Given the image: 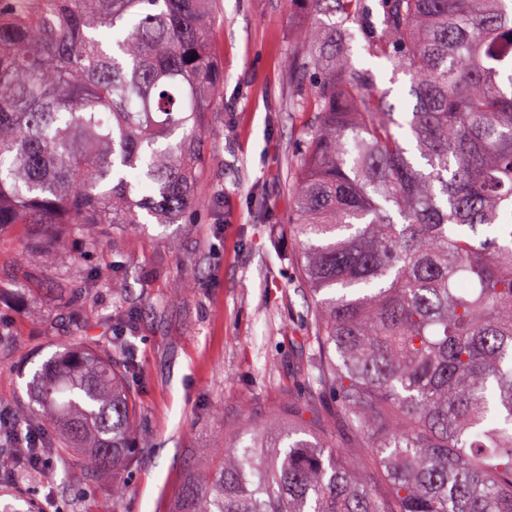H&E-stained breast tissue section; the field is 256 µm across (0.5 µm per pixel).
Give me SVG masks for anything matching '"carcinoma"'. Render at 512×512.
Listing matches in <instances>:
<instances>
[{
  "label": "carcinoma",
  "instance_id": "obj_1",
  "mask_svg": "<svg viewBox=\"0 0 512 512\" xmlns=\"http://www.w3.org/2000/svg\"><path fill=\"white\" fill-rule=\"evenodd\" d=\"M304 9L292 106L310 112L290 223L314 305L317 374L334 432L272 422L224 448L173 512H512V0H282ZM217 0H22L0 19V228L94 244L120 224H177L196 193L205 115L224 70ZM364 49L409 80L408 118L352 65ZM115 287L114 267L83 280ZM74 292L68 274L56 298ZM106 341L65 344L29 384V427L0 418L15 465L46 456L128 463L136 368Z\"/></svg>",
  "mask_w": 512,
  "mask_h": 512
}]
</instances>
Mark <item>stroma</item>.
Wrapping results in <instances>:
<instances>
[{
	"label": "stroma",
	"mask_w": 512,
	"mask_h": 512,
	"mask_svg": "<svg viewBox=\"0 0 512 512\" xmlns=\"http://www.w3.org/2000/svg\"><path fill=\"white\" fill-rule=\"evenodd\" d=\"M302 26L280 0H223L213 29L224 91L208 114L205 172L196 192L212 209L176 224L118 225L95 246L65 238L33 255L24 275L12 256L26 229L6 230L0 249V412L28 426L27 383L59 348L108 336L121 311L137 369L135 451L112 495V473L83 456L49 463L29 489L0 447V507L21 512H171L188 476L207 478L225 438L293 420L334 428L332 396L311 386L317 363L312 300L302 277L290 184L311 115L290 106L286 58ZM112 264L113 290L70 305L49 299L56 274ZM293 333H285V326Z\"/></svg>",
	"instance_id": "1"
}]
</instances>
